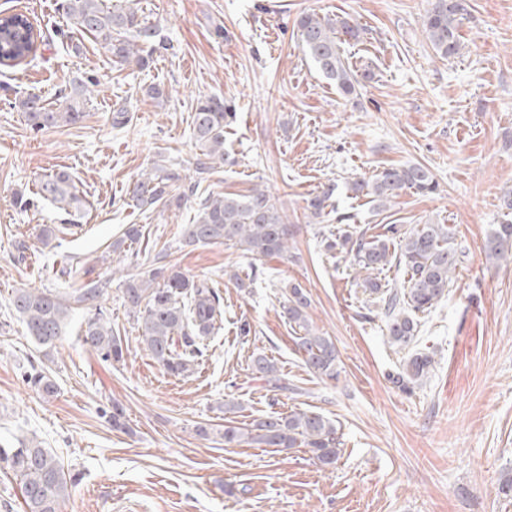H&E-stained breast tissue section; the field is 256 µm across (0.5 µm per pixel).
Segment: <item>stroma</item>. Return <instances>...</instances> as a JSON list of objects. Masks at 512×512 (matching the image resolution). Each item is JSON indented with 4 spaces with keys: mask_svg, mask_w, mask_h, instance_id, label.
<instances>
[{
    "mask_svg": "<svg viewBox=\"0 0 512 512\" xmlns=\"http://www.w3.org/2000/svg\"><path fill=\"white\" fill-rule=\"evenodd\" d=\"M464 48L442 58L423 24L428 0H134L157 25L163 46L145 71L119 69L92 37L61 40L56 0H0V11L27 7L44 35L31 63L0 66V435L37 437L76 481L60 512H512L497 487L512 469V264L489 260L493 225L512 222V0H467ZM335 14L364 28L342 53L352 70L371 71L358 101L345 99L299 44L301 14ZM223 36H216V27ZM97 76L84 120L31 131L13 97L55 102L75 78ZM166 97L147 96L149 86ZM204 95L234 102L224 129L230 163L218 166L202 193H247L261 186L297 232L288 259L252 261L223 244L186 247L182 228L195 204L143 212L131 204L143 170L156 163L189 169L199 147L192 113ZM131 120L113 127V108ZM426 166L438 185L407 189L380 210L351 197L346 182L391 166ZM67 167L87 205L67 215L37 201L18 208L14 193L34 189L50 170ZM336 191L323 218L310 219L308 198ZM367 236L391 224L450 225L466 250L448 297L420 317L416 348L434 365L405 392L391 378L406 351L390 346L383 316L351 258L333 256L323 234L342 222ZM64 226L57 247H42L40 225ZM141 225V258L158 251L186 275L208 280L224 299V323L193 373L175 377L142 349L118 286L102 304L112 311L126 349L103 361L78 338L83 310L43 353L10 308L17 288L63 292L71 264L90 279L122 268L110 243ZM25 243V254L16 246ZM252 275L241 292L234 275ZM280 281L299 283L311 328L338 352V380L309 373L296 350V327L281 314ZM249 323V335L239 327ZM275 358L288 379L268 391L250 370L252 354ZM44 370L58 392L32 389L25 374ZM233 397L234 421L273 412L317 411L341 437L336 464L322 466L306 448L225 446L221 406ZM125 410L126 430L106 413ZM210 428V438L197 427Z\"/></svg>",
    "mask_w": 512,
    "mask_h": 512,
    "instance_id": "stroma-1",
    "label": "stroma"
}]
</instances>
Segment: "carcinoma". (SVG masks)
<instances>
[{"label":"carcinoma","instance_id":"cac0c4a2","mask_svg":"<svg viewBox=\"0 0 512 512\" xmlns=\"http://www.w3.org/2000/svg\"><path fill=\"white\" fill-rule=\"evenodd\" d=\"M66 27L90 35L123 68L145 70L154 62L157 27L141 20L130 6L109 5L105 0H59ZM466 0H433L424 21L433 49L443 58L460 53L459 21L466 12ZM304 53L316 68L349 100L358 98L360 82L340 52L341 36L358 41L364 28L346 19L304 14L297 20ZM41 30L22 13L0 14V65L17 66L36 56L42 43ZM100 85L93 77L80 80L62 96L56 107H50L36 95H28L11 103L23 112L31 129L43 131L62 124L75 125L86 115L87 96ZM235 116L232 105L217 95L198 98L192 124L200 153L192 162L194 176L181 174L176 168L155 165L144 171L136 181L132 197L143 211L165 208L173 204L198 201V216L185 226V246L224 243L242 248L254 261L288 256V241L293 235L281 209L271 196L259 187L246 195H197L201 182L225 162L224 127ZM337 186L330 185L307 201V210L319 218ZM404 189L420 194L436 190L431 173L420 165L385 168L373 179H356L348 183L354 197H368L377 207L385 208ZM39 197L64 212L79 210L82 200L70 172L56 169L43 175L35 190L15 194V204L26 209ZM388 231L398 238L399 253L390 251L385 238L353 237L347 229L324 239L329 252L347 254L356 266L366 271L382 272L397 259L406 279L402 291L383 288L378 277L363 279L362 287L379 296L382 302L387 342L400 349L407 348L417 337V313L430 310L447 295L451 275L461 263L462 252L454 243L451 228L446 224H417L401 231L392 224ZM142 237V229L128 225L123 235L111 243L112 252L125 244L126 272L119 276L123 303L136 320L142 348L166 372L180 375L198 364L207 350L211 335L220 329L224 313L221 296L205 281L194 280L173 266L154 264L144 271L139 263V250L133 248ZM488 258L512 263V224H497L487 237ZM109 282L95 280L73 282L71 292L62 294L48 288H18L10 304L23 323L26 334L34 342L50 350L56 346L66 328L73 306L85 311L81 323L82 344L105 362L124 358L121 336L112 328V317L101 304ZM282 313L304 331L296 337L297 351L303 365L322 379L334 381L339 376L336 346L328 336L309 327L306 309L309 300L298 283L283 286ZM432 357L415 351L405 358L402 371L394 382L407 391L420 384L430 372ZM253 368L271 391L288 389V383L275 359L262 353L253 358ZM32 387L45 395L56 393V382L45 372L26 376ZM226 447L256 448L304 447L322 465L330 466L339 458L340 445L336 426L326 417L311 411H293L253 420L240 427L229 421L221 433ZM20 479L24 512H59L69 496L74 476L65 471L63 461L41 442L29 439L0 441V468Z\"/></svg>","mask_w":512,"mask_h":512}]
</instances>
